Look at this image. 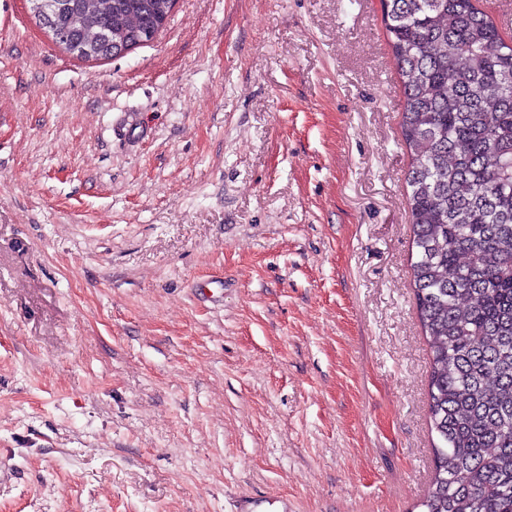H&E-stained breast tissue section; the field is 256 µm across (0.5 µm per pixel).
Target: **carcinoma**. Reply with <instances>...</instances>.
I'll return each mask as SVG.
<instances>
[{
	"instance_id": "cac0c4a2",
	"label": "carcinoma",
	"mask_w": 512,
	"mask_h": 512,
	"mask_svg": "<svg viewBox=\"0 0 512 512\" xmlns=\"http://www.w3.org/2000/svg\"><path fill=\"white\" fill-rule=\"evenodd\" d=\"M86 60L139 47L172 0H28ZM410 153L414 297L438 437L421 512H512V45L478 0H383Z\"/></svg>"
}]
</instances>
